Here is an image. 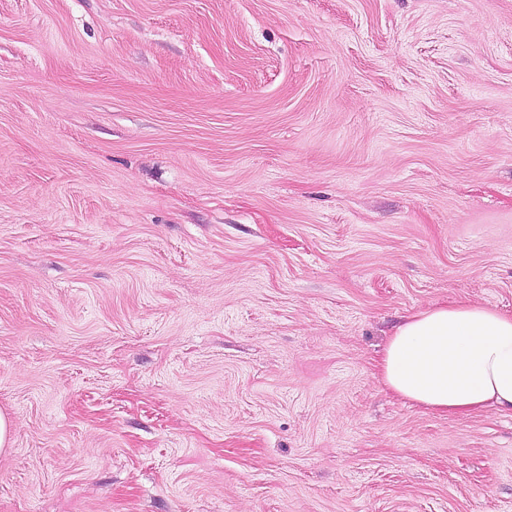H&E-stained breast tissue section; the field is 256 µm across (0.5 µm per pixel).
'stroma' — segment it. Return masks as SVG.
Instances as JSON below:
<instances>
[{
  "instance_id": "obj_1",
  "label": "stroma",
  "mask_w": 512,
  "mask_h": 512,
  "mask_svg": "<svg viewBox=\"0 0 512 512\" xmlns=\"http://www.w3.org/2000/svg\"><path fill=\"white\" fill-rule=\"evenodd\" d=\"M512 313V0H0V512H512V416L377 363Z\"/></svg>"
}]
</instances>
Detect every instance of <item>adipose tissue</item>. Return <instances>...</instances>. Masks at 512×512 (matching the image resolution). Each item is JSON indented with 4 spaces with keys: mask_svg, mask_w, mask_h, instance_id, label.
I'll return each instance as SVG.
<instances>
[{
    "mask_svg": "<svg viewBox=\"0 0 512 512\" xmlns=\"http://www.w3.org/2000/svg\"><path fill=\"white\" fill-rule=\"evenodd\" d=\"M393 394L440 414H512V314L450 302L405 317L378 364Z\"/></svg>",
    "mask_w": 512,
    "mask_h": 512,
    "instance_id": "obj_1",
    "label": "adipose tissue"
}]
</instances>
